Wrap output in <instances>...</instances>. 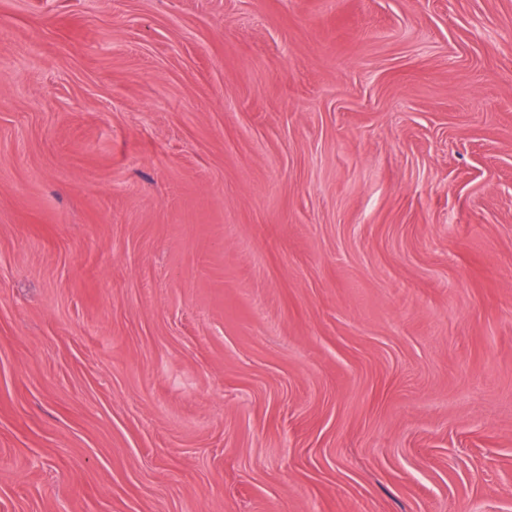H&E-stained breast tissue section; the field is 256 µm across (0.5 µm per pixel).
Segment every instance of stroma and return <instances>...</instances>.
I'll list each match as a JSON object with an SVG mask.
<instances>
[{"mask_svg":"<svg viewBox=\"0 0 512 512\" xmlns=\"http://www.w3.org/2000/svg\"><path fill=\"white\" fill-rule=\"evenodd\" d=\"M0 512H512V0H0Z\"/></svg>","mask_w":512,"mask_h":512,"instance_id":"obj_1","label":"stroma"}]
</instances>
